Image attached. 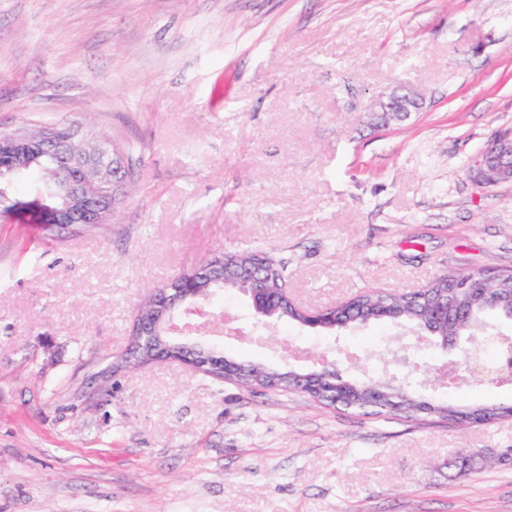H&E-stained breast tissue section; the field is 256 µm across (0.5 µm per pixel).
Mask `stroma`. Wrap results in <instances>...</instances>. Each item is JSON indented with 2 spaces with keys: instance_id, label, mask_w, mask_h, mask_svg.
<instances>
[{
  "instance_id": "obj_1",
  "label": "stroma",
  "mask_w": 512,
  "mask_h": 512,
  "mask_svg": "<svg viewBox=\"0 0 512 512\" xmlns=\"http://www.w3.org/2000/svg\"><path fill=\"white\" fill-rule=\"evenodd\" d=\"M398 85L422 110L372 128ZM63 122L135 166L97 231L0 221V512H512L510 418L350 415L170 360L103 376L149 287L223 249L287 259L306 309L512 268V183L467 174L512 130V0H0V130ZM214 306L242 360L512 405V383L447 384L445 353L384 322ZM464 449L474 469L449 467Z\"/></svg>"
}]
</instances>
